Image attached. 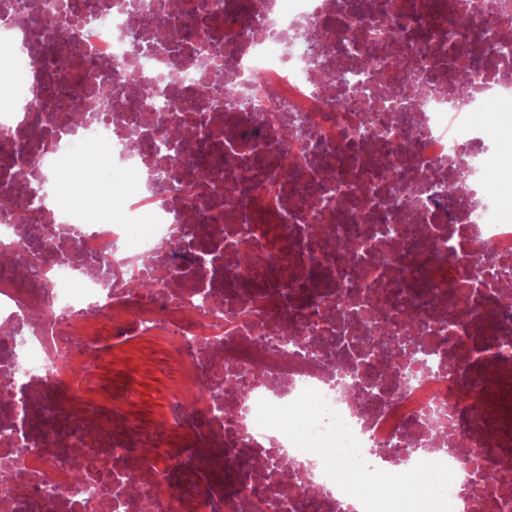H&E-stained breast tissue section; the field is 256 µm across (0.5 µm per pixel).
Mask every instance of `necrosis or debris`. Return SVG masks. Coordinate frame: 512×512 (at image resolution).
<instances>
[{"label":"necrosis or debris","mask_w":512,"mask_h":512,"mask_svg":"<svg viewBox=\"0 0 512 512\" xmlns=\"http://www.w3.org/2000/svg\"><path fill=\"white\" fill-rule=\"evenodd\" d=\"M71 2L0 0L29 102L0 98V466L23 476L10 512H131L102 482L123 484L135 456L149 512L394 508L398 485L341 482L334 448L435 477L438 512H512V184L488 171L512 102V0H214L218 26L201 0H83L62 50L37 21ZM355 30L377 31L374 68L348 48ZM460 61L476 83L449 81ZM98 81L107 110L77 121ZM90 142L109 147L101 170ZM89 168L87 202L111 206L95 188L112 184L120 221L58 207L49 177ZM446 182L456 193H435ZM416 328L423 364L404 347ZM145 338L178 372L171 424L191 443L176 467L128 417L136 390L90 397L103 351ZM22 445L35 455L15 457ZM77 454L79 482L61 463Z\"/></svg>","instance_id":"4bbe7bcc"}]
</instances>
